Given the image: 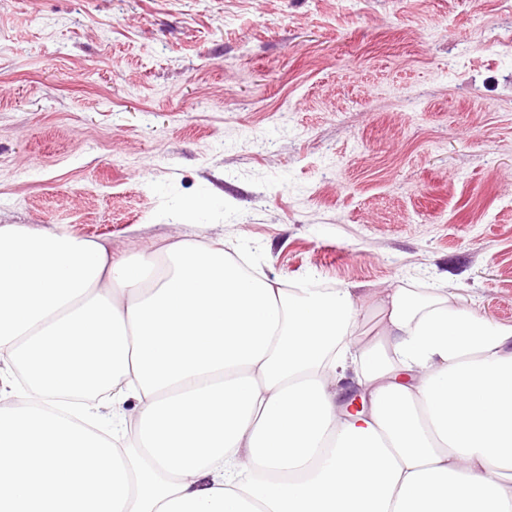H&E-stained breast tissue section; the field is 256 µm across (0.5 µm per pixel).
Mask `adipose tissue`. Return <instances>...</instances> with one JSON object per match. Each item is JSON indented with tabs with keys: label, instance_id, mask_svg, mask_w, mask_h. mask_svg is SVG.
<instances>
[{
	"label": "adipose tissue",
	"instance_id": "ef3b65f1",
	"mask_svg": "<svg viewBox=\"0 0 512 512\" xmlns=\"http://www.w3.org/2000/svg\"><path fill=\"white\" fill-rule=\"evenodd\" d=\"M0 359L29 399L0 408V512H512V324L451 289L285 288L220 242L115 261L4 226Z\"/></svg>",
	"mask_w": 512,
	"mask_h": 512
}]
</instances>
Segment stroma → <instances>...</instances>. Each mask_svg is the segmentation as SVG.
Wrapping results in <instances>:
<instances>
[{"label":"stroma","instance_id":"stroma-1","mask_svg":"<svg viewBox=\"0 0 512 512\" xmlns=\"http://www.w3.org/2000/svg\"><path fill=\"white\" fill-rule=\"evenodd\" d=\"M7 225L512 323V0H0Z\"/></svg>","mask_w":512,"mask_h":512}]
</instances>
